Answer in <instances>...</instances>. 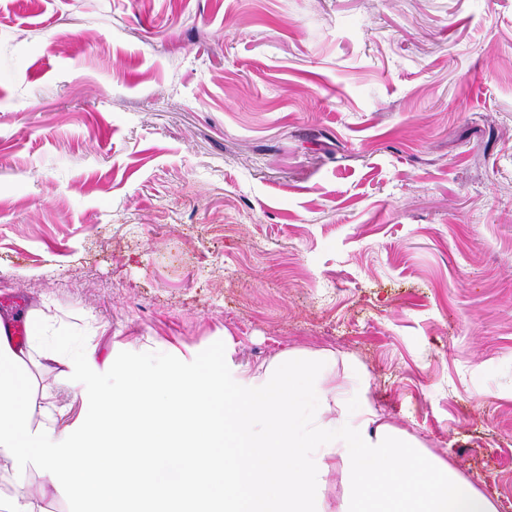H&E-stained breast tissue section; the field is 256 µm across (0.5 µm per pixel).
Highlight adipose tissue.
<instances>
[{"instance_id": "ef3b65f1", "label": "adipose tissue", "mask_w": 512, "mask_h": 512, "mask_svg": "<svg viewBox=\"0 0 512 512\" xmlns=\"http://www.w3.org/2000/svg\"><path fill=\"white\" fill-rule=\"evenodd\" d=\"M27 326L19 344L0 324V462L14 484L0 512H34V471L96 512L138 502L152 512H322L337 467V512H494L447 461L380 423L353 362L346 386L331 384L335 352L289 351L253 367L235 361L228 336L212 364L181 352L131 368L61 348L42 309ZM49 362L80 386L73 420L33 398V371ZM106 368L108 392L98 386Z\"/></svg>"}]
</instances>
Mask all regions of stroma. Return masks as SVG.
<instances>
[{"mask_svg": "<svg viewBox=\"0 0 512 512\" xmlns=\"http://www.w3.org/2000/svg\"><path fill=\"white\" fill-rule=\"evenodd\" d=\"M2 299L333 350L512 512V0H0Z\"/></svg>", "mask_w": 512, "mask_h": 512, "instance_id": "stroma-1", "label": "stroma"}]
</instances>
